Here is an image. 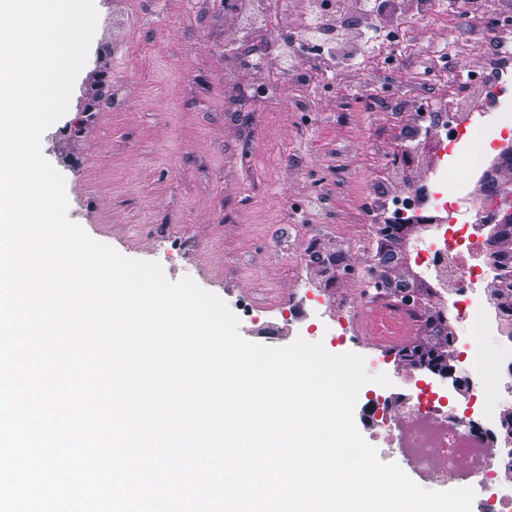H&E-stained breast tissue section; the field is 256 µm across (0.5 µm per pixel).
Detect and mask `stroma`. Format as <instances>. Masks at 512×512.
<instances>
[{
    "mask_svg": "<svg viewBox=\"0 0 512 512\" xmlns=\"http://www.w3.org/2000/svg\"><path fill=\"white\" fill-rule=\"evenodd\" d=\"M98 23L85 66L78 74L67 112L45 132L42 150L63 175L69 219L94 239L121 254L159 262L166 277H191L219 296L232 312L242 297L263 290L269 301L287 299L296 283L289 273L298 240L315 235L326 253H343L356 264L370 263L376 239L369 230L342 223L358 208L365 184L391 155L406 151L390 119L368 109L369 77L359 63L337 84L330 100L316 107L317 119L301 126L287 105L259 114L255 149L249 165H233V120L224 113L221 67L224 10L204 16L185 10L174 19L170 0H143L133 15L129 57L100 55L112 39V0H95ZM123 81L124 106H106L90 121L82 109L98 88L101 74ZM355 144L350 158L337 145ZM307 160L327 176L335 199L334 215L312 223L290 221L288 196L308 199L311 187L292 178L289 156ZM244 214L240 223L224 221L225 208ZM312 304L296 321L269 315L240 319L241 335L268 347H284L297 338L320 342L328 352L344 354L348 345L332 343L323 331H310ZM357 354L375 359L390 386L361 387L355 423L382 461L399 451L376 435L384 402L411 394L412 379L440 387L461 421L473 415L472 391L371 346Z\"/></svg>",
    "mask_w": 512,
    "mask_h": 512,
    "instance_id": "1",
    "label": "stroma"
}]
</instances>
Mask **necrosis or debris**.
Wrapping results in <instances>:
<instances>
[{
    "mask_svg": "<svg viewBox=\"0 0 512 512\" xmlns=\"http://www.w3.org/2000/svg\"><path fill=\"white\" fill-rule=\"evenodd\" d=\"M363 0H223L224 18L234 38L224 51V109L260 112L281 93L288 74L305 72L315 94L323 96L345 79L346 61L357 46L340 24L347 8ZM463 11L481 16L465 37L468 54L479 56L453 109L439 108L436 97L452 83L447 56L417 57L409 40L414 22L445 23L447 0H392L385 19L370 18L376 53L366 67L385 88L391 112L409 153L392 156L387 177L375 178L364 205L344 221L369 229L381 224L438 225L434 243L420 260L439 281L440 309L475 319L465 356L489 349L497 367L499 393H512V303L493 302L488 287L512 284V247L490 241L498 224L512 214V114L502 112L486 128L478 112L499 104L512 83V54L499 44L512 37V0H460ZM417 60V90L400 94L395 81L399 58ZM482 141L485 164L473 171L472 190L457 195L445 183L449 165L466 166L473 141ZM340 279L355 292L337 295L328 305L339 339L360 345L359 317L368 314L383 350L394 349L401 332L420 319L415 298L381 299L367 286L361 266L338 261ZM500 405L485 406L479 420L458 427L454 409L437 392L416 389L415 397L388 409L384 432L408 455L427 490L455 481L458 486L490 487L476 499V512H512V434L499 419Z\"/></svg>",
    "mask_w": 512,
    "mask_h": 512,
    "instance_id": "obj_1",
    "label": "necrosis or debris"
}]
</instances>
